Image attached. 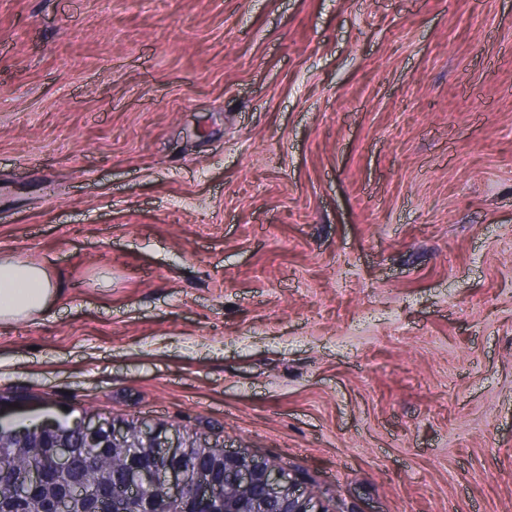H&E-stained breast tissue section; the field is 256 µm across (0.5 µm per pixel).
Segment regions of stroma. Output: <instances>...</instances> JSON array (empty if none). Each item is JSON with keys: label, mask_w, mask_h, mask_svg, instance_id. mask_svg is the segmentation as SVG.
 <instances>
[{"label": "stroma", "mask_w": 512, "mask_h": 512, "mask_svg": "<svg viewBox=\"0 0 512 512\" xmlns=\"http://www.w3.org/2000/svg\"><path fill=\"white\" fill-rule=\"evenodd\" d=\"M0 427L141 422L327 512H512V0H0ZM59 295L48 269L17 257L0 260V323H34Z\"/></svg>", "instance_id": "35a3bbf8"}]
</instances>
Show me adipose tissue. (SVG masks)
<instances>
[{"instance_id":"obj_1","label":"adipose tissue","mask_w":512,"mask_h":512,"mask_svg":"<svg viewBox=\"0 0 512 512\" xmlns=\"http://www.w3.org/2000/svg\"><path fill=\"white\" fill-rule=\"evenodd\" d=\"M58 295L44 265L17 257L0 260V323L36 322Z\"/></svg>"}]
</instances>
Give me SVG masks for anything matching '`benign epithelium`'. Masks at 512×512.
<instances>
[{"label": "benign epithelium", "mask_w": 512, "mask_h": 512, "mask_svg": "<svg viewBox=\"0 0 512 512\" xmlns=\"http://www.w3.org/2000/svg\"><path fill=\"white\" fill-rule=\"evenodd\" d=\"M71 428L89 451L100 446L126 455L120 486L129 496L144 500L146 506L156 494L172 503L192 490L199 496L224 502V512H325L311 495L297 488L282 467L229 454L222 444L171 438L165 431L148 425L102 422L87 416L73 421ZM51 448L53 469L66 487L65 497L58 501V512H83L80 504L96 498L108 478L93 486L83 480L72 481L69 473L74 446L61 436L52 441ZM186 459L191 461L188 471L182 466ZM42 476V469L35 466L14 475L13 493L26 497Z\"/></svg>", "instance_id": "1"}]
</instances>
